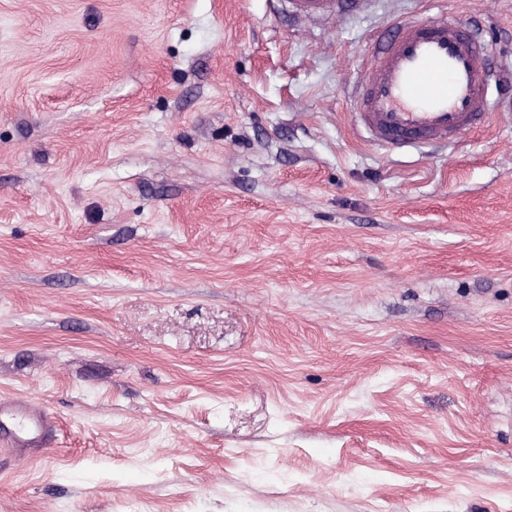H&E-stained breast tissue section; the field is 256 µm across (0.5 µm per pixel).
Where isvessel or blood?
<instances>
[{
  "label": "vessel or blood",
  "instance_id": "vessel-or-blood-1",
  "mask_svg": "<svg viewBox=\"0 0 512 512\" xmlns=\"http://www.w3.org/2000/svg\"><path fill=\"white\" fill-rule=\"evenodd\" d=\"M297 15L344 12L348 0H292ZM374 61L355 89L353 117L371 142L390 148L445 146L484 125L497 104L490 85L512 93V68L491 75L484 51L463 20H407L377 35ZM55 421L45 409L0 400V446L40 453Z\"/></svg>",
  "mask_w": 512,
  "mask_h": 512
}]
</instances>
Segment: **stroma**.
<instances>
[{"label":"stroma","mask_w":512,"mask_h":512,"mask_svg":"<svg viewBox=\"0 0 512 512\" xmlns=\"http://www.w3.org/2000/svg\"><path fill=\"white\" fill-rule=\"evenodd\" d=\"M512 0H0V512H512V111L391 151L373 37ZM294 12L306 18H321L338 15L344 12L347 3L358 2L359 6L365 0H291ZM55 421L45 409L16 399L0 400V446L28 448L33 455L46 445ZM2 438V439H1Z\"/></svg>","instance_id":"stroma-1"}]
</instances>
